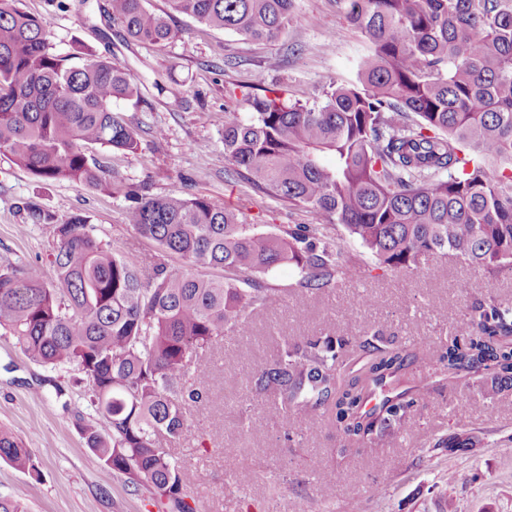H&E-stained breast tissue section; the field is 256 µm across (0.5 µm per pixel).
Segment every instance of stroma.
<instances>
[{"mask_svg":"<svg viewBox=\"0 0 512 512\" xmlns=\"http://www.w3.org/2000/svg\"><path fill=\"white\" fill-rule=\"evenodd\" d=\"M105 3L21 2L44 19L55 52L84 44L121 62L141 87L139 103L112 105L138 126L139 150L100 149L97 157L129 187L225 202L244 223L263 230L315 223V215L233 177L222 130L225 111L248 113L247 95L281 89L294 101L354 78L364 45L339 0H294L287 33L269 43L175 14L171 20L184 36L163 46L122 41L100 17ZM30 201L61 220L87 216L95 234L123 253L146 262L157 254L150 240L125 224L124 195L43 182L0 153V266H37L47 283L56 281L49 234L31 224L24 209ZM264 280L277 302L253 316L251 335L225 327L224 358L213 370L209 396L187 407L191 436L170 448L192 473L189 492L198 512H512V390L490 399L477 380L444 383L431 406L409 421L397 447L335 460L329 451L339 437L328 421L313 427L292 419L302 436L288 442L284 427L271 420L270 399L227 382L305 336L354 344L373 327L398 341L436 348L448 339L447 315L464 322L475 298L490 293L512 306V276L488 279L448 252L421 258L409 272L381 273L365 261L314 298L298 292L291 267L273 269ZM365 295L369 305L345 316L343 306ZM83 423L110 432L75 372L37 364L11 337L0 336V430L30 448L41 472L35 479L0 461V495L19 499L28 512H162L149 488L133 487L90 462ZM462 430L478 436L480 447H435L437 438ZM330 467L343 471L344 480L321 484L318 472Z\"/></svg>","mask_w":512,"mask_h":512,"instance_id":"35a3bbf8","label":"stroma"}]
</instances>
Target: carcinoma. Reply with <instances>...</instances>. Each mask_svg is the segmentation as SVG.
Listing matches in <instances>:
<instances>
[{"label":"carcinoma","instance_id":"1","mask_svg":"<svg viewBox=\"0 0 512 512\" xmlns=\"http://www.w3.org/2000/svg\"><path fill=\"white\" fill-rule=\"evenodd\" d=\"M144 2L108 0L105 18L125 40L182 37ZM341 2L366 44L355 79L305 102L250 95L248 117L224 113V157L236 176L319 219L272 232L205 197L126 189L91 149L138 150L136 128L112 102L140 101L139 85L83 45L52 51L41 18L0 0V152L45 182L125 193V222L160 256L190 267L147 264L96 236L86 216L60 221L28 202V219L49 230L57 287L36 266H1L0 327L31 360L88 381L90 405L112 427L108 436L82 427L92 461L151 488L169 512L196 508L189 470L162 442L189 437L186 405L211 382L202 356L224 325L248 335L252 314L273 301L261 275L292 266L313 296L360 263L352 241L380 268L409 269L446 251L492 278L512 274V0ZM168 3L254 41L278 39L293 20V0ZM214 268L223 279L196 274ZM435 359L450 381L476 375L489 394L512 389V307L491 294L476 299ZM418 360L416 347L366 331L353 354L343 339L285 344L252 380L272 398L278 424L326 417L339 453H367L395 447L414 411L430 404L423 386L399 389ZM478 444L462 431L434 447ZM0 460L40 475L32 452L4 431Z\"/></svg>","mask_w":512,"mask_h":512}]
</instances>
